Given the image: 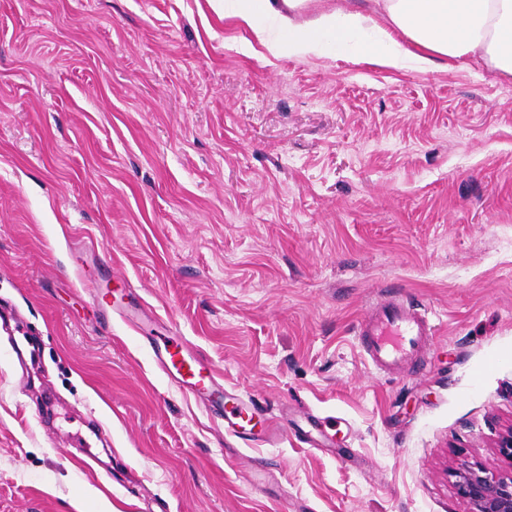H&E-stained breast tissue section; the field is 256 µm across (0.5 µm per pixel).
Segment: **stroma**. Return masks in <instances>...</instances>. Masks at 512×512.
Listing matches in <instances>:
<instances>
[{
	"label": "stroma",
	"instance_id": "stroma-1",
	"mask_svg": "<svg viewBox=\"0 0 512 512\" xmlns=\"http://www.w3.org/2000/svg\"><path fill=\"white\" fill-rule=\"evenodd\" d=\"M76 241L280 444L104 326ZM387 290L437 325L399 377L356 336ZM510 425L512 78L277 55L224 0H0V512H472L455 473L504 474ZM294 429L307 443L313 446L312 448H319L316 447L319 446L317 439L321 437L324 444L330 446L329 448H334L336 451V418H319L304 413L302 424H296ZM330 431H334V433Z\"/></svg>",
	"mask_w": 512,
	"mask_h": 512
}]
</instances>
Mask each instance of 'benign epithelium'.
<instances>
[{
	"mask_svg": "<svg viewBox=\"0 0 512 512\" xmlns=\"http://www.w3.org/2000/svg\"><path fill=\"white\" fill-rule=\"evenodd\" d=\"M497 448L512 469V426L499 436ZM456 477L458 494L469 500L473 512H512V473L495 477L481 467H467Z\"/></svg>",
	"mask_w": 512,
	"mask_h": 512,
	"instance_id": "obj_1",
	"label": "benign epithelium"
}]
</instances>
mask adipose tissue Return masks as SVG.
<instances>
[{
    "label": "adipose tissue",
    "instance_id": "ef3b65f1",
    "mask_svg": "<svg viewBox=\"0 0 512 512\" xmlns=\"http://www.w3.org/2000/svg\"><path fill=\"white\" fill-rule=\"evenodd\" d=\"M308 0H238L234 14L251 28L273 25V53L305 58L324 43H340L362 31L371 14L421 47L412 56L397 42L377 47L373 57L383 67L402 68L414 58L425 68L435 61L477 59L512 76V0H364L363 5L319 14L306 24L296 15Z\"/></svg>",
    "mask_w": 512,
    "mask_h": 512
}]
</instances>
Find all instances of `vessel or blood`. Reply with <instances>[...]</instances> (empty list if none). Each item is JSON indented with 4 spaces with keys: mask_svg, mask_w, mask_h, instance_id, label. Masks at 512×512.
Listing matches in <instances>:
<instances>
[{
    "mask_svg": "<svg viewBox=\"0 0 512 512\" xmlns=\"http://www.w3.org/2000/svg\"><path fill=\"white\" fill-rule=\"evenodd\" d=\"M103 323L113 316H124V301L134 294L126 280L117 279L111 288L93 290ZM365 360L379 373L395 376L412 366L422 365L427 348L436 334V325L428 311L391 297L372 302L358 324ZM139 339L148 350L155 367L178 388L193 396L208 414L222 419L227 434L252 445L275 444L280 431L274 423H261V407L225 390L207 359L192 349L177 332L154 334L140 332ZM336 420L332 417L304 416L295 430L309 444L324 442L335 446Z\"/></svg>",
    "mask_w": 512,
    "mask_h": 512,
    "instance_id": "b4317fda",
    "label": "vessel or blood"
}]
</instances>
